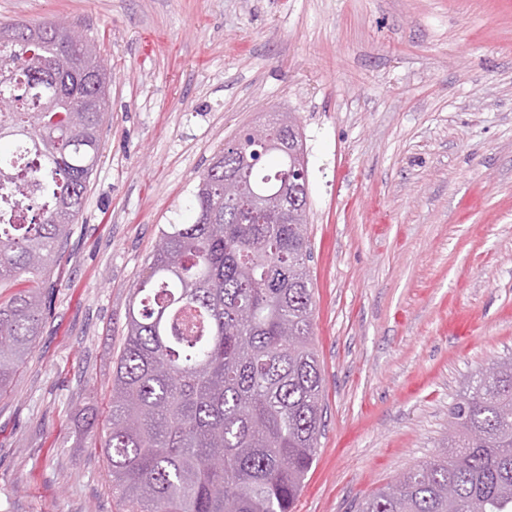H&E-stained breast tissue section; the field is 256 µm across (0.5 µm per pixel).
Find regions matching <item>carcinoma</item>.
Wrapping results in <instances>:
<instances>
[{
    "mask_svg": "<svg viewBox=\"0 0 512 512\" xmlns=\"http://www.w3.org/2000/svg\"><path fill=\"white\" fill-rule=\"evenodd\" d=\"M62 21L0 23L14 109L0 112V396L41 335L44 289L82 213L102 150L112 71L91 39L69 60ZM282 202L292 164L249 132L198 176L190 224L160 230L129 308L100 447L129 512H290L321 435L324 379L311 340L310 243L293 212L262 224L224 201ZM358 512H512V358L481 368L448 412L444 451L363 498Z\"/></svg>",
    "mask_w": 512,
    "mask_h": 512,
    "instance_id": "cac0c4a2",
    "label": "carcinoma"
}]
</instances>
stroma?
Returning <instances> with one entry per match:
<instances>
[{"label":"stroma","mask_w":512,"mask_h":512,"mask_svg":"<svg viewBox=\"0 0 512 512\" xmlns=\"http://www.w3.org/2000/svg\"><path fill=\"white\" fill-rule=\"evenodd\" d=\"M67 17L112 70L59 285L0 398V512H126L105 416L129 307L199 173L294 113L311 208L317 460L293 512L358 502L442 450L478 368L512 356V0H0Z\"/></svg>","instance_id":"stroma-1"}]
</instances>
